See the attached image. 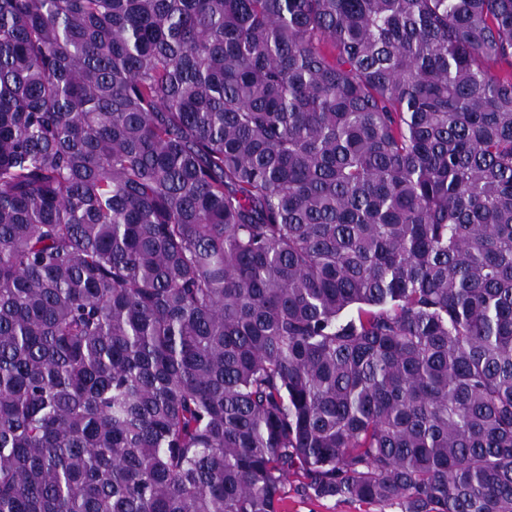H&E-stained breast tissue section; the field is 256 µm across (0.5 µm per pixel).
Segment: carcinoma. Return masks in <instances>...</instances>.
<instances>
[{
	"label": "carcinoma",
	"instance_id": "cac0c4a2",
	"mask_svg": "<svg viewBox=\"0 0 512 512\" xmlns=\"http://www.w3.org/2000/svg\"><path fill=\"white\" fill-rule=\"evenodd\" d=\"M291 471L512 512V0H0V512Z\"/></svg>",
	"mask_w": 512,
	"mask_h": 512
}]
</instances>
